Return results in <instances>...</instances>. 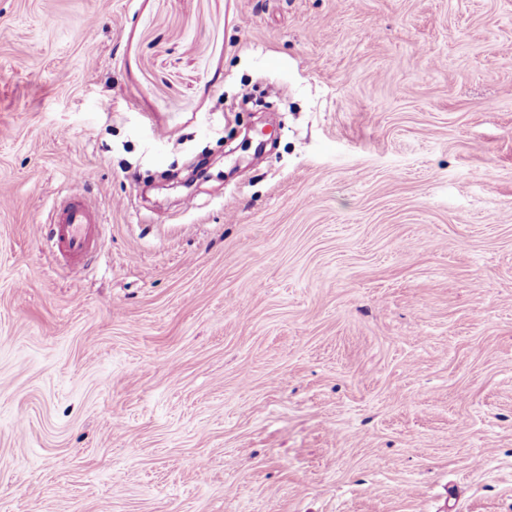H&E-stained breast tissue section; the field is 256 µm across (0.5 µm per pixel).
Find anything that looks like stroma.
Returning a JSON list of instances; mask_svg holds the SVG:
<instances>
[{
    "instance_id": "stroma-1",
    "label": "stroma",
    "mask_w": 512,
    "mask_h": 512,
    "mask_svg": "<svg viewBox=\"0 0 512 512\" xmlns=\"http://www.w3.org/2000/svg\"><path fill=\"white\" fill-rule=\"evenodd\" d=\"M0 512H512V0H0ZM49 220L54 249L71 258L90 252L101 226L99 213L77 190L54 203Z\"/></svg>"
}]
</instances>
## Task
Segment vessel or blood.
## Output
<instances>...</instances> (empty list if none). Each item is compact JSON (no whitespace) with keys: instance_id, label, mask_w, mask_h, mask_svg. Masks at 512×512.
Returning a JSON list of instances; mask_svg holds the SVG:
<instances>
[{"instance_id":"obj_1","label":"vessel or blood","mask_w":512,"mask_h":512,"mask_svg":"<svg viewBox=\"0 0 512 512\" xmlns=\"http://www.w3.org/2000/svg\"><path fill=\"white\" fill-rule=\"evenodd\" d=\"M50 222L55 249L62 255L74 258L75 263L71 267L73 273L82 272L83 267L77 259L91 250L101 225L99 213L74 190L54 203Z\"/></svg>"}]
</instances>
